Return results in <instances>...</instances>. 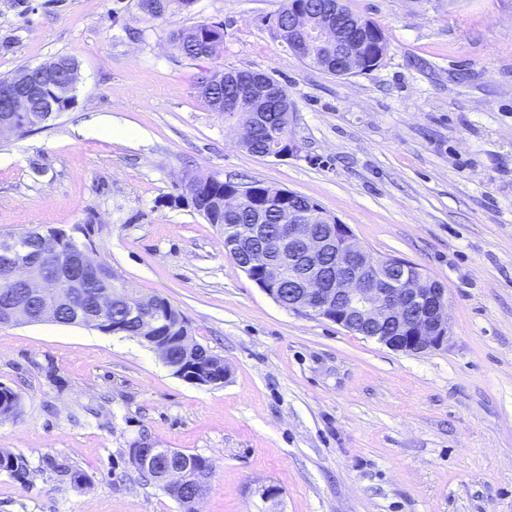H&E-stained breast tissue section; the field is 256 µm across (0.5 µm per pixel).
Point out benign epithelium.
<instances>
[{"mask_svg": "<svg viewBox=\"0 0 512 512\" xmlns=\"http://www.w3.org/2000/svg\"><path fill=\"white\" fill-rule=\"evenodd\" d=\"M338 7L319 15L294 13L288 29V50L298 59L323 71L348 74L362 64L373 23L361 17L348 21V32L338 30ZM232 86L224 100H214L213 108L224 114L250 112L240 120L239 145L254 138L263 113L281 108L280 84L265 73L254 72L243 79L235 72L223 74ZM75 83L61 80L52 68L25 67L8 81L0 83V133L10 135L15 123L32 115L33 101L40 99L47 112L73 103ZM250 194V185L239 184L224 193V209L234 210ZM279 236L271 247L255 241L266 237L264 224H250L244 232L225 239L224 249L233 257L246 252L240 268L277 304L292 312L332 321L354 332L372 328L371 337L387 347L408 353H423L442 347L450 334L448 290L426 276L416 266L399 260L378 261L353 234L350 227L319 205L308 211L293 207L278 211ZM93 233L83 224L67 240L59 236L46 239L38 250L23 242H11L0 252V266L8 279L23 289L24 298L6 294L0 311L7 323H33L58 320V296L67 294L72 323L104 333H119L120 326L107 319L112 306L122 302L128 318L140 322L145 339L156 350L173 374L191 383H218L216 367L171 357L175 345L194 353L189 324L179 336L162 334L163 298L157 295L128 299L121 289L104 290L90 298L85 288L92 282L111 279L112 270L91 259ZM293 284L291 296H282L283 278ZM141 468L159 473L161 484L176 493L179 500L197 504L203 484H191V465L169 448H160L146 437L130 445Z\"/></svg>", "mask_w": 512, "mask_h": 512, "instance_id": "benign-epithelium-1", "label": "benign epithelium"}]
</instances>
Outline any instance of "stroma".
Returning a JSON list of instances; mask_svg holds the SVG:
<instances>
[{
  "label": "stroma",
  "mask_w": 512,
  "mask_h": 512,
  "mask_svg": "<svg viewBox=\"0 0 512 512\" xmlns=\"http://www.w3.org/2000/svg\"><path fill=\"white\" fill-rule=\"evenodd\" d=\"M386 34L372 71L336 77L276 35L283 0H0V79L74 57L72 109L0 138V237L92 222L95 257L169 299L223 385L175 375L140 339L52 321L0 325V512H183L129 446L207 457L198 512H512V0H344ZM224 26L190 59L173 33ZM261 71L294 104L285 159L237 144L199 78ZM317 202L377 257L448 290L450 335L410 354L279 306L193 208L191 176ZM88 482L71 479L73 472ZM279 495L268 500L267 487Z\"/></svg>",
  "instance_id": "1"
}]
</instances>
